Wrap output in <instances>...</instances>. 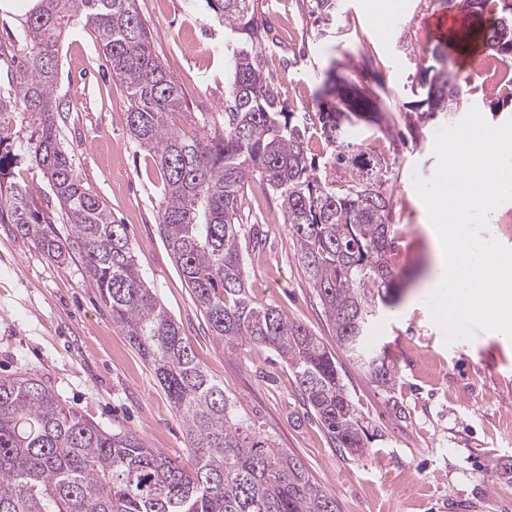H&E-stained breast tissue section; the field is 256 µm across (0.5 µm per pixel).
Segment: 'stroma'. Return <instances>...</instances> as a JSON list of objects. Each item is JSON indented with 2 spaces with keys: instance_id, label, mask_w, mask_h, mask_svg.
Returning <instances> with one entry per match:
<instances>
[{
  "instance_id": "stroma-1",
  "label": "stroma",
  "mask_w": 512,
  "mask_h": 512,
  "mask_svg": "<svg viewBox=\"0 0 512 512\" xmlns=\"http://www.w3.org/2000/svg\"><path fill=\"white\" fill-rule=\"evenodd\" d=\"M380 0H338L329 24L315 22L311 0H265L286 23L270 34L265 70L298 111L321 98L331 65L364 89L377 90L391 132L354 122V134L394 166V268L402 286L379 305L366 345L387 349L398 375L392 392L371 384L344 353L298 263L296 243L274 197L250 181L244 206L258 220V240L244 251L247 286L259 301L305 325L336 352L346 389L371 436L364 453L339 448L306 405L287 366L265 347L228 349L206 328L158 230L163 184L149 152L130 138L123 88L113 82L101 40L81 24L59 42L61 140L73 151L84 185L126 225L137 264L159 301L179 324L201 366L223 381L239 412L261 421L279 447L301 458L314 483L335 495L338 512H512V483L496 468L512 465V344L492 332L446 342L422 290L432 259L427 210L415 178H431L436 132L478 109L490 124L512 119V103L490 112L511 87L505 63L482 45L487 14L449 0L448 25L426 31L431 0H399L382 17ZM162 65L182 87L193 112L224 109L225 32L206 0H136ZM21 16L0 11V94L11 88L13 58L26 52L17 38ZM461 55L468 93L457 111L419 132L404 121L418 98L424 50L437 44ZM32 374L68 406L106 427L136 431L163 456L187 459L184 423L148 364L113 325L79 254L49 258L32 238L0 220V375Z\"/></svg>"
}]
</instances>
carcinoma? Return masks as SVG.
Masks as SVG:
<instances>
[{
	"mask_svg": "<svg viewBox=\"0 0 512 512\" xmlns=\"http://www.w3.org/2000/svg\"><path fill=\"white\" fill-rule=\"evenodd\" d=\"M233 35L224 55V112L187 111L185 94L153 50L136 0H39L20 38L31 51L12 75L0 111L32 125L26 150L0 131V181L22 162L39 168L58 208L41 209L29 187L0 188V214L47 254L67 248L49 231L60 213L85 272L112 323L149 365L185 426L191 466L161 458L140 435L108 430L64 403L31 374L0 376V512H337L336 498L312 482L303 461L277 446L259 420L241 415L224 382L197 362L178 324L135 262L124 224L83 185L61 146L54 88L63 30L83 20L102 36L112 80L125 90L131 139L152 153L164 184L159 233L181 278L225 346L272 348L293 372L329 437L353 455L370 442L345 389L336 355L300 323L253 298L244 275L242 210L252 175L278 200L298 261L335 330L336 343L388 392L396 383L386 356L364 333L393 285L392 185L385 156L343 132L341 114L317 104L290 109L264 69L268 36L263 0H209ZM492 6L485 48L512 57V0H467ZM419 65L423 98L410 103L407 125L422 127L462 103L458 61L441 48ZM325 84L358 120L391 129L376 96L331 68ZM319 128L320 153L310 130Z\"/></svg>",
	"mask_w": 512,
	"mask_h": 512,
	"instance_id": "1",
	"label": "carcinoma"
}]
</instances>
